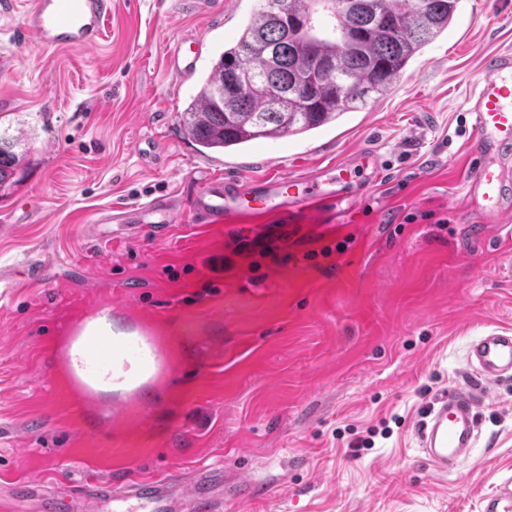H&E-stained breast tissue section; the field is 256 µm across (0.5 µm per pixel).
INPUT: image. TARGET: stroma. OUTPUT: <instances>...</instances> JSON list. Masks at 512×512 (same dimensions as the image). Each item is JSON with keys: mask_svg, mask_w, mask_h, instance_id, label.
Segmentation results:
<instances>
[{"mask_svg": "<svg viewBox=\"0 0 512 512\" xmlns=\"http://www.w3.org/2000/svg\"><path fill=\"white\" fill-rule=\"evenodd\" d=\"M258 0H112L102 44L45 52L26 0L0 12V128L26 157L0 199V504L73 512L84 479L222 475L226 512H485L512 483V378L482 398L477 448L425 464L429 403L475 380L466 353L512 330V217L466 205V103L512 52V0H461L392 94L308 136L202 156L180 114ZM195 40V73L169 74ZM377 166L351 164L354 151ZM348 163L343 219L196 224L208 178L292 179ZM178 201L157 231L117 210ZM22 210H15V203ZM155 345L156 376L89 400L62 347L100 316ZM199 55L184 47V43H175L167 52L165 57L166 70L175 75L192 74L197 67Z\"/></svg>", "mask_w": 512, "mask_h": 512, "instance_id": "1", "label": "stroma"}]
</instances>
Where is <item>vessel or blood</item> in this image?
I'll return each mask as SVG.
<instances>
[{
	"label": "vessel or blood",
	"mask_w": 512,
	"mask_h": 512,
	"mask_svg": "<svg viewBox=\"0 0 512 512\" xmlns=\"http://www.w3.org/2000/svg\"><path fill=\"white\" fill-rule=\"evenodd\" d=\"M112 11V0H30L24 17L27 35L43 51L93 49L104 38V21ZM199 56L175 43L167 52L165 67L175 75L195 71ZM486 75L470 100L469 111L477 137V162L468 183L467 201L482 223H501L512 213V169L503 158L512 149V54H497L485 64ZM285 180L274 178L247 185L219 177L209 179L190 198L196 223L211 224L222 218L248 217L246 197L263 199V213L287 210L290 199ZM341 201L335 185L311 182L298 200L312 210L332 209ZM177 204L158 198L144 209L118 214L124 224L173 223ZM155 351L137 340H116L112 358L123 365L153 360ZM467 363L484 384L491 385L512 376V332L492 330L479 337L469 349ZM479 399L474 391L453 389L438 395L429 405L418 428L425 462L440 474L451 472L475 448L480 433ZM88 495L112 500L137 501L145 512H221L224 499L203 497L201 492L185 494L171 479L143 480L115 492L111 485L95 484Z\"/></svg>",
	"instance_id": "1"
}]
</instances>
